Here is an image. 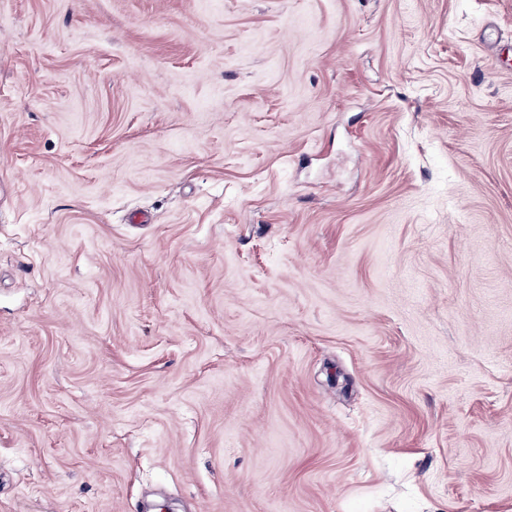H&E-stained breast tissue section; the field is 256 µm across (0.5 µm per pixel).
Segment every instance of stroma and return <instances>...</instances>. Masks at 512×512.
<instances>
[{
    "label": "stroma",
    "mask_w": 512,
    "mask_h": 512,
    "mask_svg": "<svg viewBox=\"0 0 512 512\" xmlns=\"http://www.w3.org/2000/svg\"><path fill=\"white\" fill-rule=\"evenodd\" d=\"M512 512V0H0V512Z\"/></svg>",
    "instance_id": "1"
}]
</instances>
